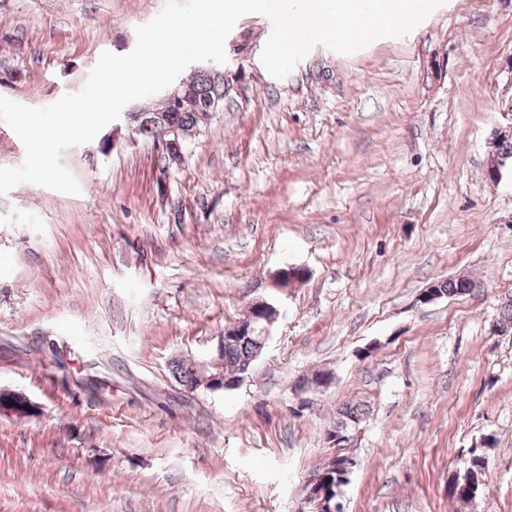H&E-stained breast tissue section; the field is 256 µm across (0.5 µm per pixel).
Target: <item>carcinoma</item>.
<instances>
[{"label": "carcinoma", "instance_id": "obj_1", "mask_svg": "<svg viewBox=\"0 0 512 512\" xmlns=\"http://www.w3.org/2000/svg\"><path fill=\"white\" fill-rule=\"evenodd\" d=\"M180 89L177 99L167 98L157 109L142 110L141 119L134 122L139 134L158 145L167 143L170 154L187 149L191 132L204 124L208 103L217 100L219 104H224V76L201 70L181 82ZM475 287V282L468 278H450L437 284V290L446 296L468 294ZM494 325L502 333L512 332V299L501 304ZM258 347L259 342L253 337H241L228 343L224 347V373L235 374L240 365L249 359ZM196 372V368L179 360L172 362L174 377L190 390L196 387ZM363 414L360 406L344 404L337 409L334 428L346 431L359 424ZM485 467L484 456L472 455L464 474L448 484V497L463 504L470 502L476 496Z\"/></svg>", "mask_w": 512, "mask_h": 512}]
</instances>
